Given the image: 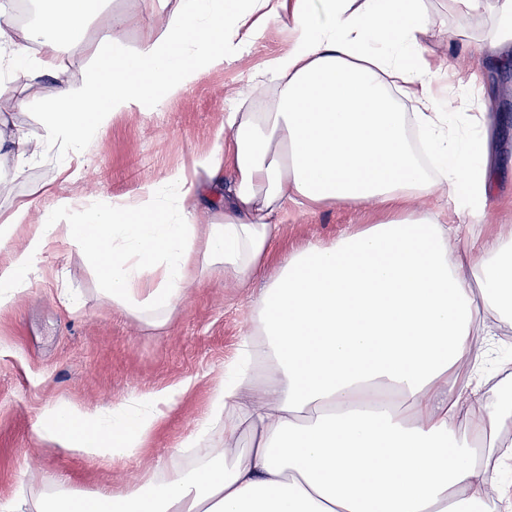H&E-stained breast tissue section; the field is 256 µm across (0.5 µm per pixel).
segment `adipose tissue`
<instances>
[{
	"label": "adipose tissue",
	"instance_id": "1",
	"mask_svg": "<svg viewBox=\"0 0 512 512\" xmlns=\"http://www.w3.org/2000/svg\"><path fill=\"white\" fill-rule=\"evenodd\" d=\"M476 57L512 52V0H442ZM429 0H178L156 15L136 49L104 40L81 81L60 84L40 135L10 138L16 175L59 146L57 169L114 116L181 98L203 71L241 57L269 21L287 18L288 47L258 69L261 112H228L209 150L162 180L112 200L47 191L32 220L18 200L0 214V246L29 226L0 263V310L38 273L58 240L87 252L122 313L168 324L200 275L246 287L252 301L237 356L209 412L185 438L218 440L189 470L121 491L54 490L0 512H481L505 492L485 443L512 447V375L488 397L483 364L494 319H512V225L464 243L456 225L424 209L444 197L468 223L491 221L490 100L470 91L480 70L427 56ZM102 0H38L25 54L12 0H0V73L33 81L59 71L56 52L82 43ZM231 176L229 195L200 206L207 183ZM396 206L388 220L331 243L264 262L289 205ZM83 213L59 224L55 214ZM179 387L107 409H46L41 432L69 452L123 459L148 440ZM208 440V439H207Z\"/></svg>",
	"mask_w": 512,
	"mask_h": 512
}]
</instances>
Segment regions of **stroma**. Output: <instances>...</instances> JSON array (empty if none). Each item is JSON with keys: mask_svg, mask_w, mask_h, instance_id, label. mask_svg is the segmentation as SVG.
Segmentation results:
<instances>
[{"mask_svg": "<svg viewBox=\"0 0 512 512\" xmlns=\"http://www.w3.org/2000/svg\"><path fill=\"white\" fill-rule=\"evenodd\" d=\"M128 14L139 17L140 25L123 24L121 18ZM149 20L146 0H107L90 22L84 45L61 51L57 77L29 86L26 106L1 116L0 131L20 128L39 135L57 82L86 75L87 45L108 38L136 46ZM287 46L285 26L269 23L243 58L204 73L184 97L159 111L114 117L90 147L92 164L72 161L75 177L67 194L121 197L144 181L171 175L210 147L225 112L249 93L255 67ZM484 92L494 99L491 119L498 137V181L489 206L496 216L512 221V61L486 75ZM13 166L12 156L0 149V212L26 198L34 202L33 217H40L47 207L44 190L56 180L55 158L38 160L19 178ZM385 217L376 206L358 211L343 205L289 208L266 265L276 267L284 254L308 242L329 243L344 231L381 223ZM41 268L11 307L0 311V503L20 493L34 499L60 485L116 489L139 482L156 468H175L183 439L207 412L214 382L248 330L250 291L225 287L214 277L199 280L168 325L157 329L113 307L101 290L98 269L75 245L59 243ZM66 291L80 294L79 315L62 305L60 296ZM167 386L182 392L131 457L112 461L75 455L37 431L41 413L53 405L106 408Z\"/></svg>", "mask_w": 512, "mask_h": 512, "instance_id": "1", "label": "stroma"}]
</instances>
